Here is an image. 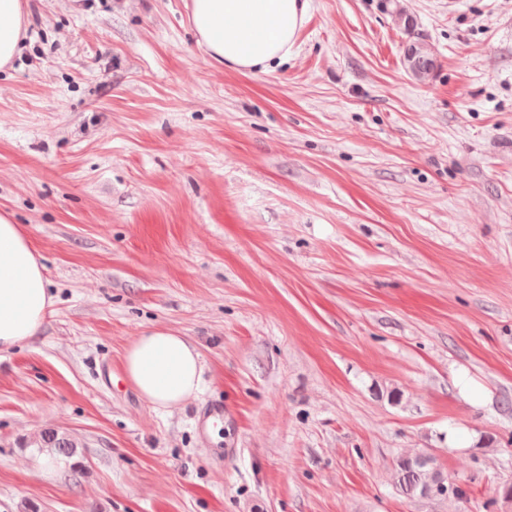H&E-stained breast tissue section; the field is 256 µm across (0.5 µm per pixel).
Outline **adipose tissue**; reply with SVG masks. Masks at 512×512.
I'll use <instances>...</instances> for the list:
<instances>
[{"label":"adipose tissue","mask_w":512,"mask_h":512,"mask_svg":"<svg viewBox=\"0 0 512 512\" xmlns=\"http://www.w3.org/2000/svg\"><path fill=\"white\" fill-rule=\"evenodd\" d=\"M309 0H192L196 40L215 63L240 73L267 72L287 62ZM28 27V0H0V71L10 69ZM53 304L45 268L23 227L0 211V350L31 343ZM124 372L139 396L169 410L192 397L201 360L187 337L154 329L125 349Z\"/></svg>","instance_id":"adipose-tissue-1"}]
</instances>
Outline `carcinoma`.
Returning a JSON list of instances; mask_svg holds the SVG:
<instances>
[{"label": "carcinoma", "instance_id": "obj_1", "mask_svg": "<svg viewBox=\"0 0 512 512\" xmlns=\"http://www.w3.org/2000/svg\"><path fill=\"white\" fill-rule=\"evenodd\" d=\"M407 61L412 74L419 80L427 78L433 68L430 52L422 43L409 47ZM40 448L70 457L76 445L68 437L50 430L42 435ZM394 484L398 492L412 499L445 498L450 493L457 497L464 495L460 487L448 482V475L430 453L398 458L394 465Z\"/></svg>", "mask_w": 512, "mask_h": 512}]
</instances>
